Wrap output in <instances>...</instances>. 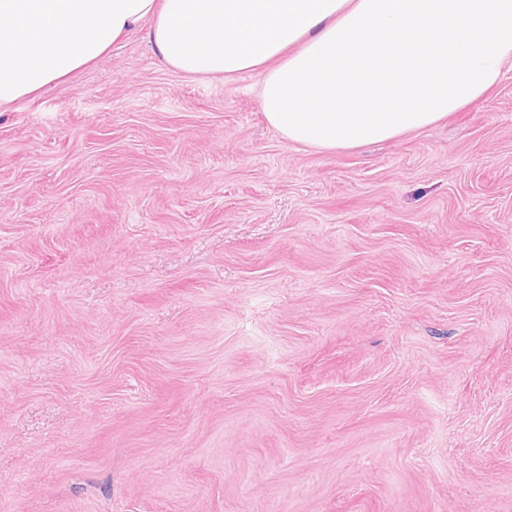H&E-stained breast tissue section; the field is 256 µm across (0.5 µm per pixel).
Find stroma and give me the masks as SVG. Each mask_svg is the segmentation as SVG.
Segmentation results:
<instances>
[{"mask_svg": "<svg viewBox=\"0 0 512 512\" xmlns=\"http://www.w3.org/2000/svg\"><path fill=\"white\" fill-rule=\"evenodd\" d=\"M0 512H512V62L336 151L139 32L1 108Z\"/></svg>", "mask_w": 512, "mask_h": 512, "instance_id": "35a3bbf8", "label": "stroma"}]
</instances>
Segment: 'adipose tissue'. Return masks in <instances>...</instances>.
Returning a JSON list of instances; mask_svg holds the SVG:
<instances>
[{
  "instance_id": "obj_1",
  "label": "adipose tissue",
  "mask_w": 512,
  "mask_h": 512,
  "mask_svg": "<svg viewBox=\"0 0 512 512\" xmlns=\"http://www.w3.org/2000/svg\"><path fill=\"white\" fill-rule=\"evenodd\" d=\"M145 32L182 74L262 77L268 125L323 151L431 126L512 60V0H0V107Z\"/></svg>"
}]
</instances>
